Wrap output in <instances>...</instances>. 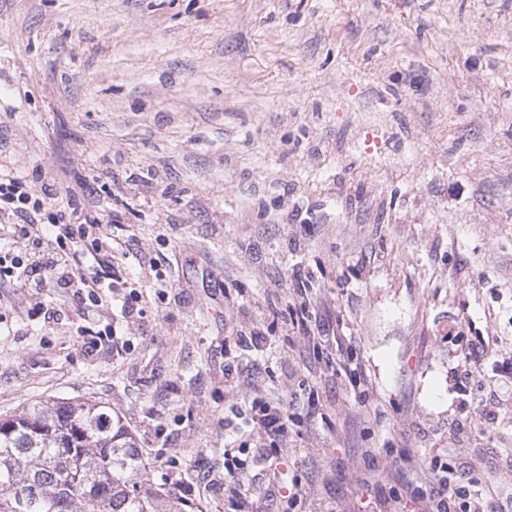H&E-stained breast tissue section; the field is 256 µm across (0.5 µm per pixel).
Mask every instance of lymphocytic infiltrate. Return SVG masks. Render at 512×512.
Instances as JSON below:
<instances>
[{"mask_svg":"<svg viewBox=\"0 0 512 512\" xmlns=\"http://www.w3.org/2000/svg\"><path fill=\"white\" fill-rule=\"evenodd\" d=\"M65 206H55L58 195ZM119 211L98 209L90 189H59L54 176L42 186L0 169V288L63 289L83 314H94L111 303L109 261L115 252L112 225L122 223ZM52 228L44 237L41 225ZM257 433L286 442L288 416L262 399L244 401ZM428 487L416 488L427 512H489L481 491L460 484L454 469L435 463Z\"/></svg>","mask_w":512,"mask_h":512,"instance_id":"lymphocytic-infiltrate-1","label":"lymphocytic infiltrate"}]
</instances>
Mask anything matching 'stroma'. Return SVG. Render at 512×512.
Returning <instances> with one entry per match:
<instances>
[{
  "label": "stroma",
  "mask_w": 512,
  "mask_h": 512,
  "mask_svg": "<svg viewBox=\"0 0 512 512\" xmlns=\"http://www.w3.org/2000/svg\"><path fill=\"white\" fill-rule=\"evenodd\" d=\"M0 165L124 245L94 356L60 289L0 299V418L106 403L187 512H233L234 433L251 512H424L435 456L512 512V0H0ZM256 395L299 506L224 420ZM244 407L245 410L242 408ZM243 412H249L253 429L271 442L286 443L288 436V415L277 407L259 398L243 401L240 405ZM232 449L229 450L224 448V491L228 488L232 493L241 498L240 495L246 496V490L244 488L243 483L238 478L239 472L237 470L241 469V465L237 461V457L232 455ZM247 501L244 499H240L239 501V510L240 511H249L246 510Z\"/></svg>",
  "instance_id": "1"
}]
</instances>
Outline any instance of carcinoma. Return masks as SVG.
Returning a JSON list of instances; mask_svg holds the SVG:
<instances>
[{"instance_id":"carcinoma-1","label":"carcinoma","mask_w":512,"mask_h":512,"mask_svg":"<svg viewBox=\"0 0 512 512\" xmlns=\"http://www.w3.org/2000/svg\"><path fill=\"white\" fill-rule=\"evenodd\" d=\"M0 427V512H183L152 487L123 417L92 400L38 401Z\"/></svg>"}]
</instances>
